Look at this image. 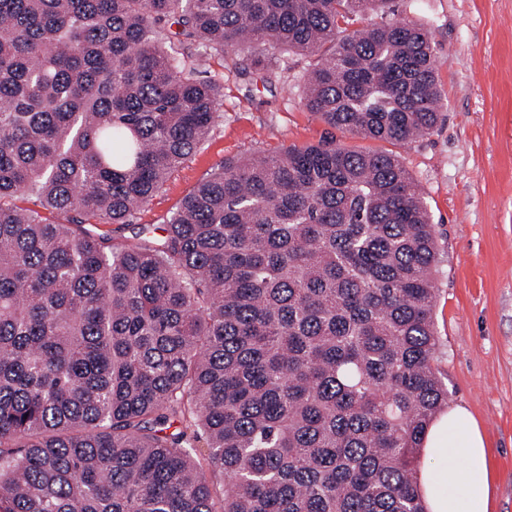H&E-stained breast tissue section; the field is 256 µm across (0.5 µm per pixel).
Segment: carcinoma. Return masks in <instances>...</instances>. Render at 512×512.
I'll return each mask as SVG.
<instances>
[{
    "label": "carcinoma",
    "mask_w": 512,
    "mask_h": 512,
    "mask_svg": "<svg viewBox=\"0 0 512 512\" xmlns=\"http://www.w3.org/2000/svg\"><path fill=\"white\" fill-rule=\"evenodd\" d=\"M390 2L0 0V512H426L439 248L397 156L226 158L163 235L96 231L208 138L214 51H250L241 76L312 58L302 100L342 132L431 134L424 26L347 32Z\"/></svg>",
    "instance_id": "cac0c4a2"
}]
</instances>
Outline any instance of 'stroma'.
Returning a JSON list of instances; mask_svg holds the SVG:
<instances>
[{
	"instance_id": "stroma-1",
	"label": "stroma",
	"mask_w": 512,
	"mask_h": 512,
	"mask_svg": "<svg viewBox=\"0 0 512 512\" xmlns=\"http://www.w3.org/2000/svg\"><path fill=\"white\" fill-rule=\"evenodd\" d=\"M393 21L424 25L438 57L444 121L422 139L390 144L336 131L309 112L297 88L309 58L276 50L274 85L226 73L222 118L204 144L130 223L103 225L118 242L161 226L224 160L332 138L355 151H389L420 184L440 249L433 366L449 407L482 428L493 473V512H512V0H396Z\"/></svg>"
}]
</instances>
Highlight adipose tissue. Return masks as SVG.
<instances>
[{
	"mask_svg": "<svg viewBox=\"0 0 512 512\" xmlns=\"http://www.w3.org/2000/svg\"><path fill=\"white\" fill-rule=\"evenodd\" d=\"M417 482L428 512H491V474L483 434L469 411L435 418L423 440Z\"/></svg>",
	"mask_w": 512,
	"mask_h": 512,
	"instance_id": "1",
	"label": "adipose tissue"
}]
</instances>
